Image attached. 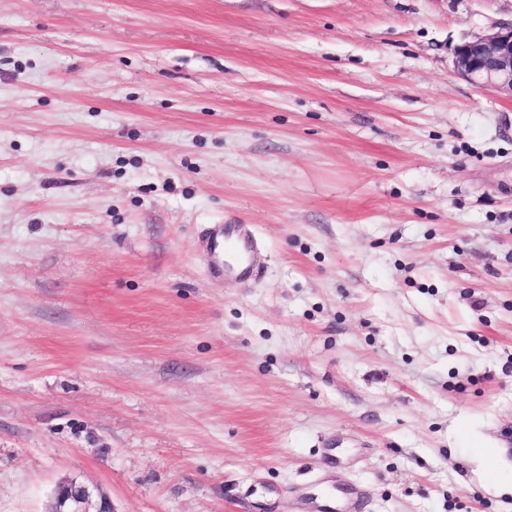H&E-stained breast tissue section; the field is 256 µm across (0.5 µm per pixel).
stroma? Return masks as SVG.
<instances>
[{
	"label": "stroma",
	"instance_id": "stroma-1",
	"mask_svg": "<svg viewBox=\"0 0 512 512\" xmlns=\"http://www.w3.org/2000/svg\"><path fill=\"white\" fill-rule=\"evenodd\" d=\"M512 0H0V512H512ZM246 225L253 285L211 273ZM454 48L455 74L472 85L512 99V22ZM205 248L215 258L212 272L234 275L240 280L256 283L262 267L257 261L254 240L243 231V224H211L205 237ZM223 258V265L217 258ZM112 501L99 489L71 480L60 485L46 512H113Z\"/></svg>",
	"mask_w": 512,
	"mask_h": 512
}]
</instances>
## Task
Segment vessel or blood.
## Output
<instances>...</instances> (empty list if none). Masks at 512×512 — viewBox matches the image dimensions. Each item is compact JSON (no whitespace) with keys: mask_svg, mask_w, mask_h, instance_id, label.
<instances>
[{"mask_svg":"<svg viewBox=\"0 0 512 512\" xmlns=\"http://www.w3.org/2000/svg\"><path fill=\"white\" fill-rule=\"evenodd\" d=\"M206 251L214 259L212 272H225L240 280L258 282L262 267L256 258L255 243L239 224H214L205 237Z\"/></svg>","mask_w":512,"mask_h":512,"instance_id":"vessel-or-blood-1","label":"vessel or blood"}]
</instances>
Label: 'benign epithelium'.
<instances>
[{"label":"benign epithelium","instance_id":"benign-epithelium-1","mask_svg":"<svg viewBox=\"0 0 512 512\" xmlns=\"http://www.w3.org/2000/svg\"><path fill=\"white\" fill-rule=\"evenodd\" d=\"M455 74L472 85L512 98V22L454 48ZM48 512H113L99 489L71 480L60 485Z\"/></svg>","mask_w":512,"mask_h":512}]
</instances>
